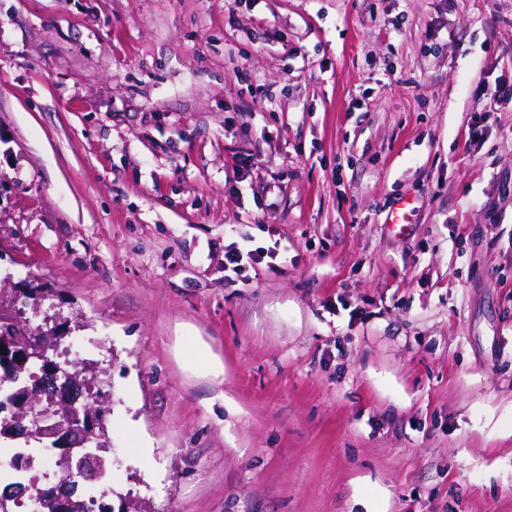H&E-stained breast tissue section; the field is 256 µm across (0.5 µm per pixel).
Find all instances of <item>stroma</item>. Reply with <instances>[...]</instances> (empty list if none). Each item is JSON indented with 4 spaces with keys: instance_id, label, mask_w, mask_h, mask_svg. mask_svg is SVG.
<instances>
[{
    "instance_id": "35a3bbf8",
    "label": "stroma",
    "mask_w": 512,
    "mask_h": 512,
    "mask_svg": "<svg viewBox=\"0 0 512 512\" xmlns=\"http://www.w3.org/2000/svg\"><path fill=\"white\" fill-rule=\"evenodd\" d=\"M510 82L512 0H0V288L114 512H512ZM265 256H268V251L266 254L264 253V248L257 247L255 249H251L248 251H243L238 246L231 247L225 246L224 250V259L226 261V265L228 268L233 272L239 271L243 267V260L244 258L249 262L252 263H260L265 258ZM89 348L82 342L73 341L69 344V346L62 352L61 357L59 358L60 363V379H57V384H60L63 381L62 375L64 373H74L75 370L80 366L81 362L85 359L84 356L88 352ZM93 362V360H91ZM89 360H84L82 362L81 371H83L84 366L87 363H91ZM86 376H87V382H88V386H89L90 390L85 387H83V388H85L86 390L89 391L86 394L90 395L92 397V400L90 402L82 403V404H85V405L95 404V406H96V405H99L98 402H100V404L103 407L105 399L99 400L100 397H102L103 394L105 393V391L102 390V386H104V385L110 386V385L108 384L107 381H104L103 379L100 378L101 375H99L97 377L96 375L89 373V374H86ZM96 407H98V406H96ZM102 411L104 413V418H105V429L101 430L100 428H96L95 434L91 435L89 437L88 442L85 444L84 447L85 448H94V450L98 448L97 454L104 460L103 476L96 478V479H92L88 475L86 470H84L83 472L82 471L80 472L76 469L75 466L73 469V474L80 475V477L90 485H99V484L105 483L110 478L111 472H112L111 467H110V460H109V456H108V452H109V448H110V436H109V430H108L107 415L110 413V409L108 408V406H104L102 408Z\"/></svg>"
}]
</instances>
